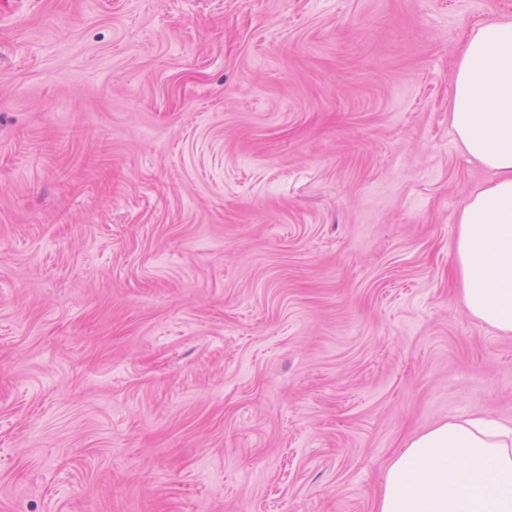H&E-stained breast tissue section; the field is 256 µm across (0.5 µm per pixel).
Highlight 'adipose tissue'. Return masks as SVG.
Listing matches in <instances>:
<instances>
[{
	"label": "adipose tissue",
	"mask_w": 512,
	"mask_h": 512,
	"mask_svg": "<svg viewBox=\"0 0 512 512\" xmlns=\"http://www.w3.org/2000/svg\"><path fill=\"white\" fill-rule=\"evenodd\" d=\"M448 119L464 153L493 174L458 218L464 308L512 334V20L469 34ZM375 512H512V426L473 415L414 436L391 460Z\"/></svg>",
	"instance_id": "obj_1"
}]
</instances>
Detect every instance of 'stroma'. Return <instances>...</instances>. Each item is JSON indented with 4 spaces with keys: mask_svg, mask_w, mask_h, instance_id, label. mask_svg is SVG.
Masks as SVG:
<instances>
[{
    "mask_svg": "<svg viewBox=\"0 0 512 512\" xmlns=\"http://www.w3.org/2000/svg\"><path fill=\"white\" fill-rule=\"evenodd\" d=\"M512 0H0V512H373L512 425L448 121Z\"/></svg>",
    "mask_w": 512,
    "mask_h": 512,
    "instance_id": "stroma-1",
    "label": "stroma"
}]
</instances>
